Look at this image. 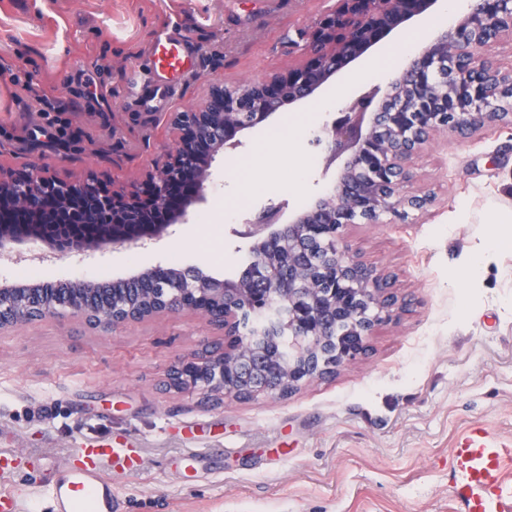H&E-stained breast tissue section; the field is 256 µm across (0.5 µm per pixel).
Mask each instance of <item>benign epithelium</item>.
Instances as JSON below:
<instances>
[{"label":"benign epithelium","instance_id":"obj_1","mask_svg":"<svg viewBox=\"0 0 512 512\" xmlns=\"http://www.w3.org/2000/svg\"><path fill=\"white\" fill-rule=\"evenodd\" d=\"M440 0H336L296 31L303 57L282 72L237 87H218L197 112H177L179 137L163 160L128 186L94 179L63 182L44 162L23 176L0 167V258L104 253L142 245L188 224L208 202L216 156H228L241 135L286 108L312 99L390 33ZM512 40V0H467L460 14L397 76L381 98L365 96L332 123L326 166L344 158L333 180L309 205L288 215L265 208L246 235L250 261L239 276L145 268L118 280L0 284V333L47 318H74L114 332L148 319L191 312L232 337L166 373L175 390L216 400L284 397L327 378L369 351L376 328L407 307L392 276L361 260L346 243L351 224L402 223L434 196L409 190L410 163L440 132L469 138L512 125V67L489 52ZM190 138L210 151L186 152Z\"/></svg>","mask_w":512,"mask_h":512}]
</instances>
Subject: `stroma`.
Returning <instances> with one entry per match:
<instances>
[{
    "mask_svg": "<svg viewBox=\"0 0 512 512\" xmlns=\"http://www.w3.org/2000/svg\"><path fill=\"white\" fill-rule=\"evenodd\" d=\"M335 0H0V166L50 160L53 175L126 184L176 136L177 112L215 87L283 71L296 29ZM182 34L189 75L174 96L136 103L132 71L151 66L157 34ZM372 49L298 111L293 139L258 129L217 157L207 204L192 223L147 248L117 246L0 265L19 280H115L145 267L239 275L250 240L239 224L261 208L298 210L331 178L320 139L345 100L376 87ZM434 192L406 224H354L345 238L385 269L410 302L381 325L362 359L280 398L211 402L175 392L165 373L222 342L183 313L100 335L47 319L0 333V490L37 491L60 478L79 443L139 448V470L113 476L118 512H459L451 450L478 422L512 437V126L469 139L438 136L412 167ZM502 247L488 246L490 237ZM202 450L196 470L180 455Z\"/></svg>",
    "mask_w": 512,
    "mask_h": 512,
    "instance_id": "1",
    "label": "stroma"
}]
</instances>
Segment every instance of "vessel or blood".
<instances>
[{
	"mask_svg": "<svg viewBox=\"0 0 512 512\" xmlns=\"http://www.w3.org/2000/svg\"><path fill=\"white\" fill-rule=\"evenodd\" d=\"M153 68L148 76L130 75L131 92L166 79L183 65L181 49L171 40L152 48ZM450 493L460 512H512V440L496 437L481 425H472L452 448ZM139 451L134 447H103L82 444L64 480L42 485V496L52 500L56 512H107L113 496L112 481L103 471L109 464L135 468Z\"/></svg>",
	"mask_w": 512,
	"mask_h": 512,
	"instance_id": "1",
	"label": "vessel or blood"
}]
</instances>
